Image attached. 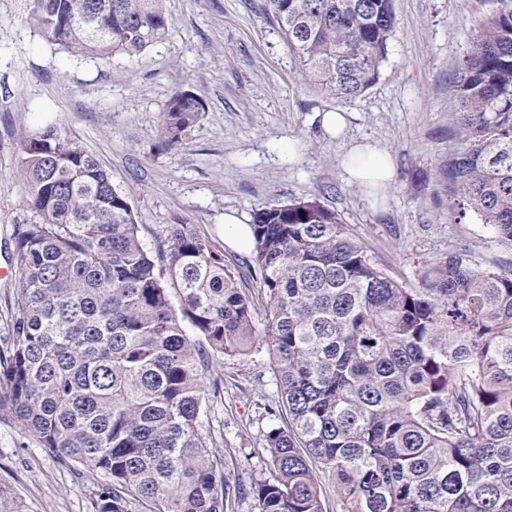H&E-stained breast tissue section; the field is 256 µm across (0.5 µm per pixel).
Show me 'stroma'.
<instances>
[{"mask_svg": "<svg viewBox=\"0 0 512 512\" xmlns=\"http://www.w3.org/2000/svg\"><path fill=\"white\" fill-rule=\"evenodd\" d=\"M497 0H395L396 29L378 83L340 101L306 83L265 0H164L167 33L136 57H76L44 41L29 0H0V348L12 333L19 273L17 224L37 221L26 204L21 145L53 126L92 154L126 194L150 251L166 225H196L230 266L249 272L253 251L224 235V216L252 222L261 209L320 198L354 228L394 275L416 282L426 261L467 246L486 266L512 252L448 208V158L455 140L448 86L470 49L476 23ZM205 111L183 146L158 147L160 116L178 91ZM350 114L344 138H327L322 113ZM369 141L394 159L395 179L371 201L341 165L348 142ZM223 376L206 403L203 435L242 483L268 468L264 435L278 400L265 349L212 359ZM46 454L0 412V484L24 512H88L103 482Z\"/></svg>", "mask_w": 512, "mask_h": 512, "instance_id": "35a3bbf8", "label": "stroma"}]
</instances>
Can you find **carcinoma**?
<instances>
[{
	"label": "carcinoma",
	"mask_w": 512,
	"mask_h": 512,
	"mask_svg": "<svg viewBox=\"0 0 512 512\" xmlns=\"http://www.w3.org/2000/svg\"><path fill=\"white\" fill-rule=\"evenodd\" d=\"M477 21L448 87L458 144L451 214L512 250V0ZM309 84L347 100L374 87L394 0H267ZM41 37L100 59L138 56L168 30L163 0H30ZM205 110L189 91L161 113L159 148ZM11 355L0 411L49 455L101 473L92 512H512V264L467 248L394 277L317 197L262 209L250 230L262 331L243 274L193 224L157 254L111 174L58 129L24 141ZM177 293L179 307L172 303ZM189 322L198 338L186 335ZM267 351L278 389L268 474L244 487L200 431L206 358Z\"/></svg>",
	"instance_id": "cac0c4a2"
}]
</instances>
